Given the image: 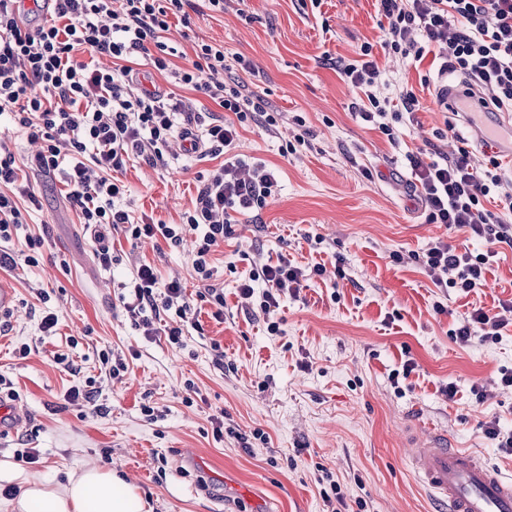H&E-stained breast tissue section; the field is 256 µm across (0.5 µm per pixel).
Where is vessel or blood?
<instances>
[{
  "mask_svg": "<svg viewBox=\"0 0 512 512\" xmlns=\"http://www.w3.org/2000/svg\"><path fill=\"white\" fill-rule=\"evenodd\" d=\"M447 104L476 131L491 130L497 145L512 152V123L490 119L479 94L452 89ZM409 461L448 512H512V477L502 476L477 453L433 441L413 445Z\"/></svg>",
  "mask_w": 512,
  "mask_h": 512,
  "instance_id": "1",
  "label": "vessel or blood"
}]
</instances>
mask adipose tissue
<instances>
[{
	"instance_id": "obj_1",
	"label": "adipose tissue",
	"mask_w": 512,
	"mask_h": 512,
	"mask_svg": "<svg viewBox=\"0 0 512 512\" xmlns=\"http://www.w3.org/2000/svg\"><path fill=\"white\" fill-rule=\"evenodd\" d=\"M148 512L147 501L131 485L110 471L89 468L72 475L61 487L26 481L9 502L11 512Z\"/></svg>"
}]
</instances>
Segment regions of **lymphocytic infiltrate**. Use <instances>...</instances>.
<instances>
[{
	"mask_svg": "<svg viewBox=\"0 0 512 512\" xmlns=\"http://www.w3.org/2000/svg\"><path fill=\"white\" fill-rule=\"evenodd\" d=\"M387 21L380 44L385 54L423 60L434 56L439 74H457L474 83L486 104L512 111V0H376ZM42 0L25 6L24 0H0V114H14L30 139L42 149L32 164L40 172L62 171L66 197L83 224L99 230L97 257L112 262L105 228H122L128 240H163L179 245L184 232L197 234L192 266L203 291L188 296L180 280L160 282L149 264L137 265L133 286L123 297L132 327L144 336L164 335L182 346L185 327L196 315L198 303L214 306L215 320L224 318V292L210 286L214 275L211 256L232 232L234 215L262 210L278 192V181L266 164L249 165L225 158L238 137L237 126L252 122L276 129L282 115L262 97L245 93L238 81L207 83L203 72L227 71L224 49L196 44L190 66L174 69L169 58L175 47L162 41L171 19L188 21L195 0H55L54 22L29 27L39 16ZM364 43L358 58L333 59L342 80L357 88L362 100L353 102L356 117L397 143L403 128L413 122L421 103L414 90L394 84ZM152 60L156 70L170 71L179 84L201 92L221 108V115L201 120L186 111L182 101L136 83L127 61L138 54ZM108 55L118 67L102 70L94 56ZM233 120H226V113ZM195 136L210 154L224 156L197 188L192 211L181 223L135 218L123 204L128 189L114 181L129 155L142 156L155 166L167 163L173 139ZM407 160L415 188L433 224L453 225L466 233L467 244L436 240L419 262L439 288L469 294L483 287L496 256L495 245L512 247V184L501 174L495 156L477 159L468 147L456 154L424 160L422 152ZM14 151L0 141V243L9 242L25 224V210L40 207L34 187L17 188ZM496 198L503 213L487 210L485 200ZM325 265L305 269L281 258L251 269L239 286L243 303L260 296L259 308L268 317L267 331L280 327L270 316L285 295L299 294L310 275H326ZM263 281V294L253 284ZM512 324V300L500 302L498 312L472 309L453 329L456 343L466 346L500 336Z\"/></svg>",
	"mask_w": 512,
	"mask_h": 512,
	"instance_id": "1",
	"label": "lymphocytic infiltrate"
}]
</instances>
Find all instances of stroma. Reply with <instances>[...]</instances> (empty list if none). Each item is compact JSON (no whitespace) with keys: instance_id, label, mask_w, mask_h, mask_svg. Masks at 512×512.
<instances>
[{"instance_id":"obj_1","label":"stroma","mask_w":512,"mask_h":512,"mask_svg":"<svg viewBox=\"0 0 512 512\" xmlns=\"http://www.w3.org/2000/svg\"><path fill=\"white\" fill-rule=\"evenodd\" d=\"M384 23L376 0H323L317 8L310 0H224L223 11L191 13L189 25L172 20L165 38L180 53L177 66L189 65L198 42L223 46L227 59H242L233 73L246 91L283 112L278 133L239 127L232 150L266 163L281 191L259 217L237 215L213 255L211 283L224 291L223 321L203 304L199 328L177 348L164 336L135 331L120 294L142 261L162 280L179 278L196 293L191 239L177 247L134 246L112 229L114 259L102 266L95 231L80 224L60 174L37 176L43 209L6 250L22 253L27 237L39 235L42 256L35 266L0 269V282L14 292L8 330L0 334V376L12 382L13 403L26 415L16 431L0 435L1 463L56 486L85 468L112 470L152 512H331L321 491L332 482L348 512H436L437 501L406 458L407 442L434 431L449 447L480 452L512 476V456L483 433L493 419L512 431V392L498 387L501 369L512 368V326L493 342L462 346L450 336L473 308L493 311L512 299V248L499 246L485 285L466 296L434 287L415 260L436 239H466L458 228L427 222L406 160L421 149L455 151L462 140L483 153L460 116L435 102L442 85L461 78L430 75L427 60L417 65L377 54L380 67L412 87L422 104L416 125L392 145L352 114L359 90L326 64L355 57L364 43L379 44ZM134 69L151 76L159 92L183 99L188 111H215L204 95L153 74L148 59L137 58ZM298 117L311 147L286 158L279 147ZM449 124L459 140L438 138ZM220 164L176 145L167 165L134 157L115 176L130 189L133 216L178 224L194 207L199 177ZM365 168L372 179L362 177ZM59 254L67 267L54 266ZM281 257L305 267L338 262L345 276L311 277L297 296L284 297L273 315L281 333L272 336L260 310L241 305L238 287L254 261ZM43 290L49 301H40ZM438 302L445 313L435 312ZM48 311L58 316L51 336L39 329ZM71 336L77 346H68ZM216 343L224 350L220 367ZM105 348L128 363L122 379L102 371L98 353ZM58 353L68 355L69 368L55 363ZM409 359L415 371L392 384ZM90 377L98 388L94 405L72 404L68 388ZM450 383L451 398L441 392ZM476 386L489 391L488 400L476 402ZM145 404L153 415L142 412ZM219 413L226 429L220 441L211 424ZM257 430L265 441L254 439ZM244 435L249 444L241 443ZM20 448L39 449V461L17 460Z\"/></svg>"}]
</instances>
